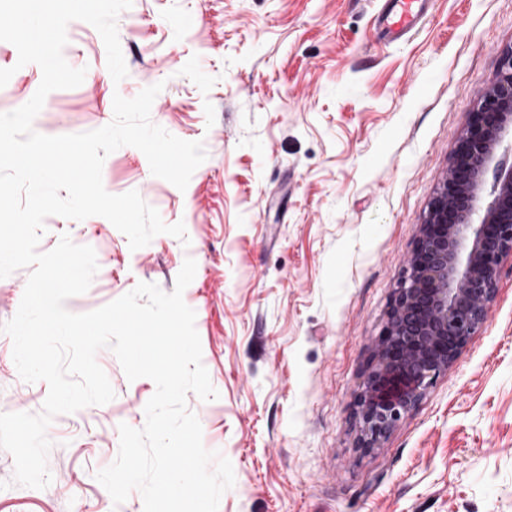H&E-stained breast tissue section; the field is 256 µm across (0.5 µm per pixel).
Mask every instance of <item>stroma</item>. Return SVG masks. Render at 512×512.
Segmentation results:
<instances>
[{
    "label": "stroma",
    "mask_w": 512,
    "mask_h": 512,
    "mask_svg": "<svg viewBox=\"0 0 512 512\" xmlns=\"http://www.w3.org/2000/svg\"><path fill=\"white\" fill-rule=\"evenodd\" d=\"M376 0H133L117 20L128 74L114 82L99 32L74 21L63 55L83 83L48 94L35 131H91L113 97L163 83L151 120L203 142L206 161L178 190L137 148L103 164L105 189L138 191L167 234L130 249L106 218L60 216L62 235L91 246L99 269L75 314L148 282L183 293L196 313L202 363L217 399L188 394L207 450L232 464L219 512H512V257L487 320L446 375L381 447L363 451L354 412L394 289L479 94L512 48V0H432L408 42L376 40ZM0 113L37 90L17 67ZM115 397L53 419L51 484H13L0 450V512H144L139 492L114 504L97 481L119 451V426L142 428L155 392L128 380L112 350L96 356ZM46 382L17 372L0 332V412H41Z\"/></svg>",
    "instance_id": "35a3bbf8"
}]
</instances>
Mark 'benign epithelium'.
Returning a JSON list of instances; mask_svg holds the SVG:
<instances>
[{
    "mask_svg": "<svg viewBox=\"0 0 512 512\" xmlns=\"http://www.w3.org/2000/svg\"><path fill=\"white\" fill-rule=\"evenodd\" d=\"M512 49L459 137L419 225L358 396L359 447L377 448L479 334L512 255Z\"/></svg>",
    "mask_w": 512,
    "mask_h": 512,
    "instance_id": "1",
    "label": "benign epithelium"
}]
</instances>
